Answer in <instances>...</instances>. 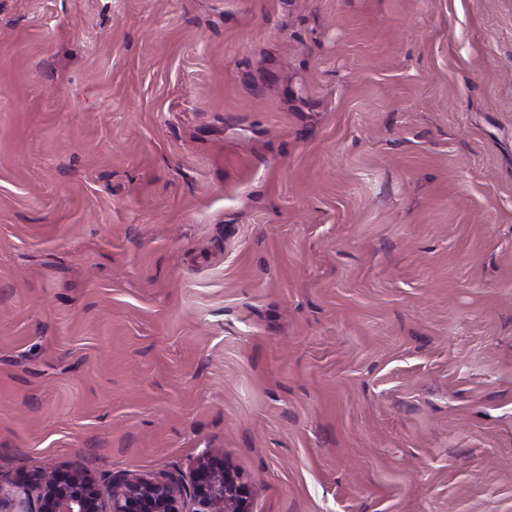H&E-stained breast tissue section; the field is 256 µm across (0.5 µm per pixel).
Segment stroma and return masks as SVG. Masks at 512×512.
<instances>
[{"label":"stroma","instance_id":"1","mask_svg":"<svg viewBox=\"0 0 512 512\" xmlns=\"http://www.w3.org/2000/svg\"><path fill=\"white\" fill-rule=\"evenodd\" d=\"M512 512V0H0V491ZM35 502L1 512H252V492L221 450L207 449L197 459L189 485L160 471L151 476H112L105 497L85 471L52 470L39 478ZM186 505V507H185Z\"/></svg>","mask_w":512,"mask_h":512}]
</instances>
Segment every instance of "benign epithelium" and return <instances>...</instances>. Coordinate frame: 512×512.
I'll use <instances>...</instances> for the list:
<instances>
[{
    "label": "benign epithelium",
    "mask_w": 512,
    "mask_h": 512,
    "mask_svg": "<svg viewBox=\"0 0 512 512\" xmlns=\"http://www.w3.org/2000/svg\"><path fill=\"white\" fill-rule=\"evenodd\" d=\"M36 501L19 512H252V492L221 450L197 459L189 483L160 471L151 476L122 473L103 495L85 471L52 470L39 478Z\"/></svg>",
    "instance_id": "obj_1"
}]
</instances>
